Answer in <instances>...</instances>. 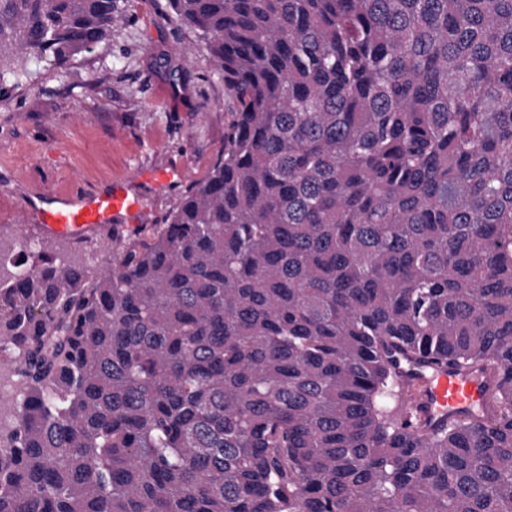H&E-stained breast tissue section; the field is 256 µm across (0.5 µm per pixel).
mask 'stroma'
<instances>
[{
  "mask_svg": "<svg viewBox=\"0 0 512 512\" xmlns=\"http://www.w3.org/2000/svg\"><path fill=\"white\" fill-rule=\"evenodd\" d=\"M125 16L108 46L62 72L32 59V80L0 98V241L41 243L11 230L19 221L17 178L50 192L125 181L134 221L156 224L184 189L200 182L224 153L236 101L203 57L187 63L192 36L167 0H120ZM169 183H161L162 172Z\"/></svg>",
  "mask_w": 512,
  "mask_h": 512,
  "instance_id": "stroma-1",
  "label": "stroma"
}]
</instances>
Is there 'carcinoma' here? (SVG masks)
Segmentation results:
<instances>
[{"label":"carcinoma","mask_w":512,"mask_h":512,"mask_svg":"<svg viewBox=\"0 0 512 512\" xmlns=\"http://www.w3.org/2000/svg\"><path fill=\"white\" fill-rule=\"evenodd\" d=\"M237 112L87 269L0 251V512H512V0H167ZM120 0H0V93ZM482 366L424 427L398 361Z\"/></svg>","instance_id":"cac0c4a2"}]
</instances>
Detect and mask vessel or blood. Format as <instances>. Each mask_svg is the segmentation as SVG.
<instances>
[{
    "label": "vessel or blood",
    "mask_w": 512,
    "mask_h": 512,
    "mask_svg": "<svg viewBox=\"0 0 512 512\" xmlns=\"http://www.w3.org/2000/svg\"><path fill=\"white\" fill-rule=\"evenodd\" d=\"M134 209L125 183L117 182L104 189L71 194L27 188L19 215L35 217L47 237L77 239L97 229L127 223ZM496 381L495 375L486 372L438 365L410 371L414 401L425 417L434 421L486 418L488 395Z\"/></svg>",
    "instance_id": "obj_1"
}]
</instances>
